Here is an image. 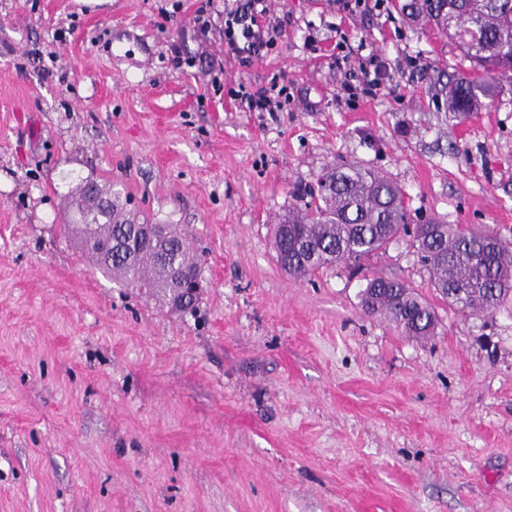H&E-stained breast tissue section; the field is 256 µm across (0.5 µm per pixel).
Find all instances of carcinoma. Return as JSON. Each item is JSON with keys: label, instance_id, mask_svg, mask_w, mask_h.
Returning <instances> with one entry per match:
<instances>
[{"label": "carcinoma", "instance_id": "obj_1", "mask_svg": "<svg viewBox=\"0 0 512 512\" xmlns=\"http://www.w3.org/2000/svg\"><path fill=\"white\" fill-rule=\"evenodd\" d=\"M402 11L436 34L450 39L470 62L449 93L442 94L460 121L486 106L495 87L512 74V0H407ZM311 201L294 206L274 226L288 227L280 244L281 268L306 277L340 262L360 263L385 250L402 235H411L433 287L460 313H493L512 298V242L490 247L491 231L439 218L408 228L406 195L397 184L357 165L332 167L317 181ZM99 209L81 207L67 196L66 229L90 267L127 288L146 287L167 298L176 287L166 269L200 267L178 225L164 238L139 236L148 223L128 209L127 200L102 188ZM363 309L381 316L403 333L427 338L434 334L433 307L406 284L376 274L360 292Z\"/></svg>", "mask_w": 512, "mask_h": 512}]
</instances>
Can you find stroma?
<instances>
[{"label": "stroma", "mask_w": 512, "mask_h": 512, "mask_svg": "<svg viewBox=\"0 0 512 512\" xmlns=\"http://www.w3.org/2000/svg\"><path fill=\"white\" fill-rule=\"evenodd\" d=\"M234 0H0V512H512V300L462 314L411 238L369 270L435 309L415 339L347 264L296 279L274 226L327 169L411 219L512 241V78L435 130L454 43L393 9L268 0L274 48L224 52ZM391 79L340 93L336 47ZM285 91L242 112L239 86ZM93 177L201 259L194 312L91 273L64 195Z\"/></svg>", "instance_id": "35a3bbf8"}]
</instances>
